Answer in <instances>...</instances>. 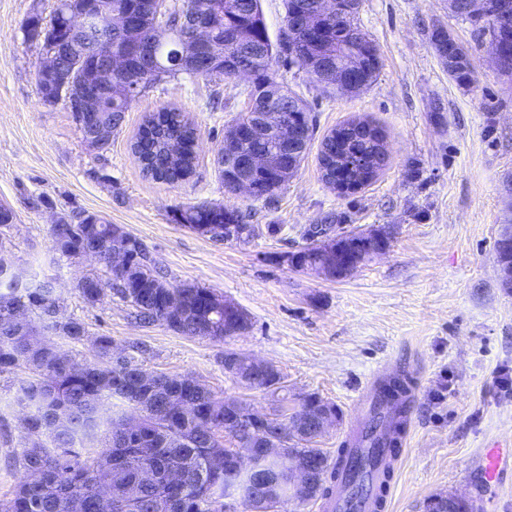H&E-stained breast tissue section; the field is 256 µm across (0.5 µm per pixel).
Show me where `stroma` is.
<instances>
[{
    "label": "stroma",
    "mask_w": 512,
    "mask_h": 512,
    "mask_svg": "<svg viewBox=\"0 0 512 512\" xmlns=\"http://www.w3.org/2000/svg\"><path fill=\"white\" fill-rule=\"evenodd\" d=\"M54 6L0 0V205L14 213L0 254L29 281H52L60 320L87 329L78 343L51 333L46 341L79 363L92 360L95 337L122 348L138 342L145 370L191 377L259 411L270 409L269 396L236 383L224 354L267 361L286 377L289 406L313 394L340 408L341 421L318 440L331 456L360 418L359 386L382 370L406 371L415 397L391 512H426L441 492L476 499L477 512H512V392L498 383L499 370L512 371V288L496 265V242L512 224L503 194L512 180V79L492 65L486 38L448 0H360L355 21L380 59L368 89L336 92L297 64L274 67L276 81L307 104L313 136L268 201L226 189L215 163L225 131L250 108L251 84L240 77L182 74L151 85L110 149L89 147L66 105L44 104L36 88L44 57L25 22ZM436 25L470 50L475 84L449 77L431 43ZM163 108L197 129L198 164L179 184L147 177L131 151L145 117ZM352 120L380 131L389 160L369 184L342 192L325 183L318 156L323 138ZM203 203L239 211L253 239L215 242L177 223L179 209ZM82 212L140 239L170 285L206 288L243 309L249 328L221 341L187 337L135 323L116 295L88 304L76 285L104 265L61 255L49 236L53 222ZM331 213L336 233L387 230V251L342 279L285 262ZM27 377L0 373V500L24 476L8 460L26 441L15 395ZM495 446L503 474L489 483L478 459Z\"/></svg>",
    "instance_id": "35a3bbf8"
}]
</instances>
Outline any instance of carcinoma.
<instances>
[{
  "label": "carcinoma",
  "mask_w": 512,
  "mask_h": 512,
  "mask_svg": "<svg viewBox=\"0 0 512 512\" xmlns=\"http://www.w3.org/2000/svg\"><path fill=\"white\" fill-rule=\"evenodd\" d=\"M185 0H177L170 6L169 19L165 22L146 19L147 7L143 0H115V4L147 21L150 29L168 28V35L157 42V64L150 71H115L112 81L124 89L133 84L136 76L147 85L175 78L180 74L199 75L190 67L171 64L178 33L169 28L184 8ZM197 8L212 10L215 17L216 37L224 43V75L239 61L240 49L234 44L232 17L243 21V27H251V43L263 49L256 62L255 85L250 96L266 88L282 90L275 81L272 68L278 53L290 55L286 38L279 40L280 52H275L262 15L260 0H194ZM500 0H484L483 14L467 15L465 19L478 26L479 31L488 29L489 17L499 7ZM58 10H53L49 22L36 14L27 19L30 30L56 36ZM354 25V18H338L324 37L326 43H316L304 31L296 33L299 51L305 65L318 71L331 54L333 42L341 37L346 28ZM379 57L365 59L360 65L365 86H370L379 70ZM451 78L461 84L474 83L473 64L464 59L457 63ZM131 100L116 98L104 108L107 134L114 133L122 124ZM344 126L326 135L320 150L323 179L333 185L335 172L345 170V180L363 186L383 169L387 155L379 140L359 133L341 138ZM195 137L193 124L180 112L165 110L149 116L139 130L133 152L143 165V170L156 180L174 183L190 177L195 168L192 141ZM178 223L200 235L214 239L208 231L224 228V238L246 241L255 228L242 222L241 214L222 205H193L179 211ZM49 234L54 250L67 257H89L108 265L112 243L121 239L128 243L127 264L121 279L92 275L77 284L82 297L95 304L113 293L133 309L135 320L145 326L162 323L174 332L189 337H208L224 340L249 324L248 314L238 310L232 317L224 313V301H210L209 290L192 285L173 286L163 280L160 270L149 257L145 245L115 224H110L94 214H85L77 224H53ZM497 260L506 273L503 285L512 288V244L508 248L497 242ZM58 299L52 282L33 285L19 283L7 275H0V372L24 369L31 377L17 390L16 402L27 409L22 420L27 433L16 464L25 471L39 473L35 481L22 480L13 496L0 502V512H70V504H80L81 512H144L143 505L153 503L163 512H237L241 503L250 512H267V498L285 504L291 482V467L285 462L259 460L258 473L271 483L269 491L255 496V476L240 475L232 471L228 456L237 448H258L261 442L246 431L224 422L230 417L250 410L246 402L216 397L199 381L184 379L178 375L161 374L158 384L140 381L139 363L136 357L124 354L123 362L114 358V340L110 336L96 338L94 360L78 363L64 356L51 343L40 340L41 330L79 342L86 334L84 323L70 319H57ZM21 310L30 317L42 321V329L32 324L19 326L14 321V311ZM285 375L277 368L255 377L251 388L261 390L277 403L275 410L283 411L287 398L279 395L285 389L280 384ZM413 384L406 371L396 372L378 382L377 396L395 405L397 424L409 416L410 403L407 392ZM175 388L181 397L196 407L203 417L211 419L217 435L211 439H199L192 423L180 420L164 406L165 392ZM106 398L119 400L125 409L115 418L108 419L101 413ZM229 402V413H224V402ZM324 406L336 404L309 395L293 408L289 418L315 415ZM140 417L142 425L129 443L117 444V436L123 432L128 420ZM311 439L295 447L304 450L317 460L323 472L321 484L311 499H323L331 488L332 467L329 456L320 448L310 447ZM182 472V481L171 484L166 481L172 468ZM150 469L154 479L142 478L144 469ZM269 497H264V494ZM474 501L453 494L438 493L429 498L428 512H475Z\"/></svg>",
  "instance_id": "obj_1"
}]
</instances>
